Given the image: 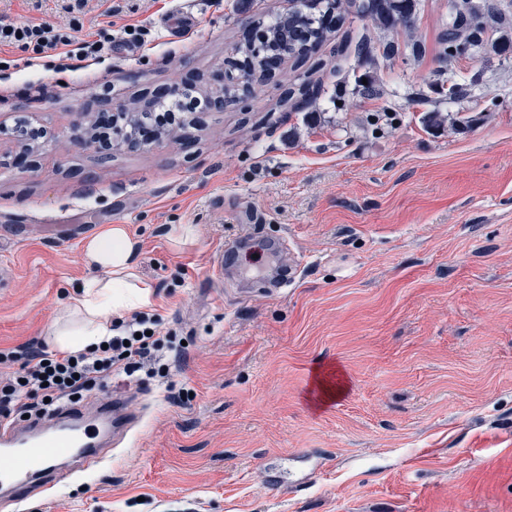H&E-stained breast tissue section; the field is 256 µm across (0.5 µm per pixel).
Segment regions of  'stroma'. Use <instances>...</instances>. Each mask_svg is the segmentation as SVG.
I'll use <instances>...</instances> for the list:
<instances>
[{
	"instance_id": "1",
	"label": "stroma",
	"mask_w": 512,
	"mask_h": 512,
	"mask_svg": "<svg viewBox=\"0 0 512 512\" xmlns=\"http://www.w3.org/2000/svg\"><path fill=\"white\" fill-rule=\"evenodd\" d=\"M89 0L83 34L111 27L105 62L26 67L0 79V152L18 121L44 126L32 171L0 167V355L74 323L84 242L111 224L140 242L147 311L177 343L163 364L113 377L137 419L101 468L0 512H512V0L505 23L439 70L451 0H422L414 35L345 0V22L310 57L305 113L277 83L179 133L101 161L71 140L77 112L109 93L211 77L248 17L281 0H198L192 30L159 21L182 0ZM69 0H0L7 22L67 23ZM146 30L132 43L124 26ZM369 41L371 57L359 56ZM371 85L364 95L363 85ZM308 110V111H309ZM177 224L194 244L173 247ZM293 282L278 283L282 267ZM344 391L314 405V376Z\"/></svg>"
}]
</instances>
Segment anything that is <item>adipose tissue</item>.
<instances>
[{"instance_id":"1","label":"adipose tissue","mask_w":512,"mask_h":512,"mask_svg":"<svg viewBox=\"0 0 512 512\" xmlns=\"http://www.w3.org/2000/svg\"><path fill=\"white\" fill-rule=\"evenodd\" d=\"M137 252L138 241L123 224L109 225L87 240L84 260L94 274L78 285L74 298L85 319L80 328L63 333L59 350L98 345L112 335L111 314L149 305L151 292L137 272Z\"/></svg>"}]
</instances>
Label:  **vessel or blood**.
Wrapping results in <instances>:
<instances>
[{
	"label": "vessel or blood",
	"instance_id": "1",
	"mask_svg": "<svg viewBox=\"0 0 512 512\" xmlns=\"http://www.w3.org/2000/svg\"><path fill=\"white\" fill-rule=\"evenodd\" d=\"M128 402L108 398L87 407L68 402L39 420L0 419V496L17 504L44 495L74 469L107 460L112 433L127 429Z\"/></svg>",
	"mask_w": 512,
	"mask_h": 512
}]
</instances>
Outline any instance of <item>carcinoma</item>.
<instances>
[{"instance_id": "1", "label": "carcinoma", "mask_w": 512, "mask_h": 512, "mask_svg": "<svg viewBox=\"0 0 512 512\" xmlns=\"http://www.w3.org/2000/svg\"><path fill=\"white\" fill-rule=\"evenodd\" d=\"M299 7L284 18L271 14L267 22L257 21L267 40L253 43L250 39L236 48L242 71L280 68L283 53L293 58L309 50L323 39L331 24L341 20V0H298ZM363 8L381 28L414 24L416 0H364ZM455 11L451 25L440 40V62L446 64L468 54L483 27L500 24L503 18L486 14L472 0L452 5Z\"/></svg>"}]
</instances>
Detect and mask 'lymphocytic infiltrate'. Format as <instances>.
Segmentation results:
<instances>
[{"mask_svg":"<svg viewBox=\"0 0 512 512\" xmlns=\"http://www.w3.org/2000/svg\"><path fill=\"white\" fill-rule=\"evenodd\" d=\"M77 22L65 25L0 22V47L15 46L36 58L56 56L86 69L102 63L112 48V35L100 30L97 39L80 38ZM207 98L185 90L175 100L154 104L148 124L164 131L180 125L187 113L209 109ZM151 317L133 313L129 320L116 322L115 333L106 345L78 352H49L41 347H22L9 355L15 371L0 375V418L24 412L46 416L53 406L73 401L92 391H106L113 373L133 375L159 361L171 350L168 337L150 333Z\"/></svg>","mask_w":512,"mask_h":512,"instance_id":"1","label":"lymphocytic infiltrate"}]
</instances>
